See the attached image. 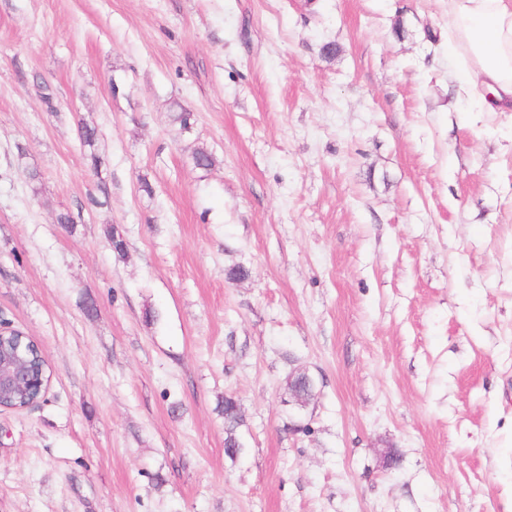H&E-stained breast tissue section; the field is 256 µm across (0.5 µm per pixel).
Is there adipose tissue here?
Wrapping results in <instances>:
<instances>
[{
	"label": "adipose tissue",
	"instance_id": "adipose-tissue-1",
	"mask_svg": "<svg viewBox=\"0 0 512 512\" xmlns=\"http://www.w3.org/2000/svg\"><path fill=\"white\" fill-rule=\"evenodd\" d=\"M448 26L467 59L461 88L484 112H512V0H448Z\"/></svg>",
	"mask_w": 512,
	"mask_h": 512
}]
</instances>
